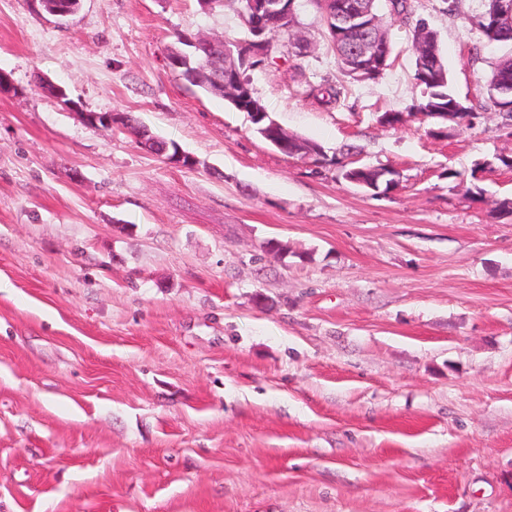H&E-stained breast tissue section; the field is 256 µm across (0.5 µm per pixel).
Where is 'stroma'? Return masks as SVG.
<instances>
[{"instance_id": "35a3bbf8", "label": "stroma", "mask_w": 512, "mask_h": 512, "mask_svg": "<svg viewBox=\"0 0 512 512\" xmlns=\"http://www.w3.org/2000/svg\"><path fill=\"white\" fill-rule=\"evenodd\" d=\"M486 3L411 0L385 22L390 68L359 83L300 0L306 54L273 36L250 77L317 164L167 65L178 33L241 38L236 0L64 20L0 0V512H512V169L482 166L512 126L486 107L506 52L475 25ZM421 18L472 126L411 111ZM79 116L81 117L83 123L90 128H97L99 126L108 127L116 123L130 127L131 124L128 116L117 112L103 114L80 112ZM138 139L141 146L144 148L150 150L151 152L164 157V159L172 165L178 166V167H195L198 164V161L193 156L186 154L179 151L176 155H171L168 153V148L166 145H160L156 142L154 139H147L146 135L139 131L138 133ZM362 170L365 173L371 174L370 179L365 180L363 178H357L349 174L345 175V179L356 186L373 190L376 192L375 194H383V192L380 191L382 185L385 186V191L390 189L388 193L398 185V179L396 178L398 173L395 170L384 167H370L364 168Z\"/></svg>"}]
</instances>
